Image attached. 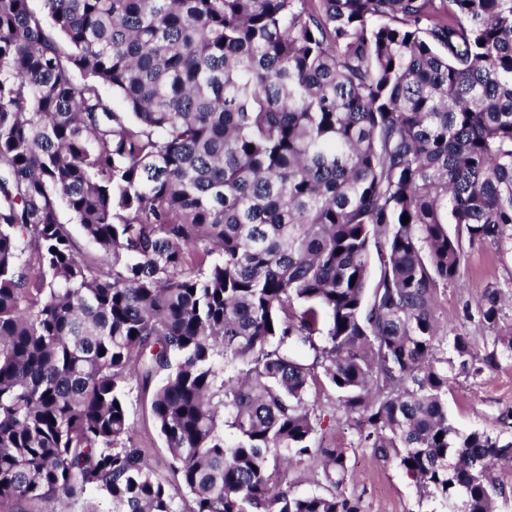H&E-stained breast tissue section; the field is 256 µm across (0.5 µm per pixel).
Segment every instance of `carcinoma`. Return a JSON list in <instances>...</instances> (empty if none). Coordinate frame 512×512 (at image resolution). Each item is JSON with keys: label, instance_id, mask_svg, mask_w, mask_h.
Instances as JSON below:
<instances>
[{"label": "carcinoma", "instance_id": "cac0c4a2", "mask_svg": "<svg viewBox=\"0 0 512 512\" xmlns=\"http://www.w3.org/2000/svg\"><path fill=\"white\" fill-rule=\"evenodd\" d=\"M43 8L0 0V512H362L336 448L328 492L269 486L313 452L319 370L363 447L498 512L512 438L449 422L448 371L483 366L465 336L436 355V296L463 239L512 250V0ZM161 372L185 508L131 445Z\"/></svg>", "mask_w": 512, "mask_h": 512}]
</instances>
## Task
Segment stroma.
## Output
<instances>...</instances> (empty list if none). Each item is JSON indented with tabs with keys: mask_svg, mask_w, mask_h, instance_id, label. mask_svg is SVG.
I'll list each match as a JSON object with an SVG mask.
<instances>
[{
	"mask_svg": "<svg viewBox=\"0 0 512 512\" xmlns=\"http://www.w3.org/2000/svg\"><path fill=\"white\" fill-rule=\"evenodd\" d=\"M464 252L465 273L457 283L439 289L437 313L443 328L449 334L469 337L474 354L488 365L476 378L451 376L448 417L462 432L486 428L510 437L512 424L501 422L500 417L512 411V359L495 353V333L480 323L477 307L488 290L496 288L512 295V251L502 254L468 244ZM308 399L323 419L315 442L324 448L336 445L344 450L348 475L343 491L360 499L363 512H450L441 499L421 495L416 482L396 461L377 458L371 449L359 447L356 418L347 413L333 389L313 387ZM150 400V393L138 387L128 397L132 443L144 449L146 468L166 481L173 495L184 496V488L175 483L170 472V456L152 416ZM271 479L276 484L288 483L297 495L328 489L314 457L293 470L273 471Z\"/></svg>",
	"mask_w": 512,
	"mask_h": 512,
	"instance_id": "obj_1",
	"label": "stroma"
}]
</instances>
